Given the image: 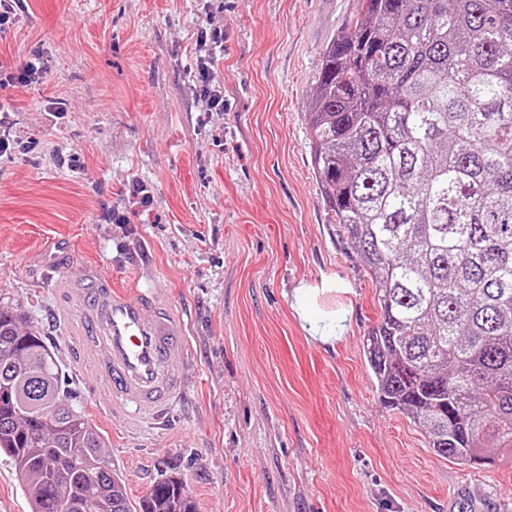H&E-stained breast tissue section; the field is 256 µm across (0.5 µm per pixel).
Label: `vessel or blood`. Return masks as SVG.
<instances>
[{
    "label": "vessel or blood",
    "mask_w": 512,
    "mask_h": 512,
    "mask_svg": "<svg viewBox=\"0 0 512 512\" xmlns=\"http://www.w3.org/2000/svg\"><path fill=\"white\" fill-rule=\"evenodd\" d=\"M58 314L78 367L102 378L108 413L129 428L161 424L183 392L189 356L182 315L153 291L115 288L97 267L60 278Z\"/></svg>",
    "instance_id": "1"
}]
</instances>
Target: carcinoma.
Instances as JSON below:
<instances>
[{"label":"carcinoma","instance_id":"cac0c4a2","mask_svg":"<svg viewBox=\"0 0 512 512\" xmlns=\"http://www.w3.org/2000/svg\"><path fill=\"white\" fill-rule=\"evenodd\" d=\"M305 117L325 203L375 284L380 403L437 456L494 464L512 450V0H360ZM58 379L40 335L0 308V453L31 512H196L174 476L133 510Z\"/></svg>","mask_w":512,"mask_h":512}]
</instances>
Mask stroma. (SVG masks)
I'll return each instance as SVG.
<instances>
[{"label": "stroma", "mask_w": 512, "mask_h": 512, "mask_svg": "<svg viewBox=\"0 0 512 512\" xmlns=\"http://www.w3.org/2000/svg\"><path fill=\"white\" fill-rule=\"evenodd\" d=\"M359 0H27L0 61L40 52L39 86L0 89V306L25 314L70 406L100 429L131 504L181 478L198 512H512V454L435 455L377 396L363 341L376 288L324 201L304 113L320 52ZM224 109L200 94L196 41ZM66 103L52 117L48 106ZM147 198L134 195V184ZM100 265L185 319L169 427L104 413L73 361L52 270Z\"/></svg>", "instance_id": "35a3bbf8"}]
</instances>
